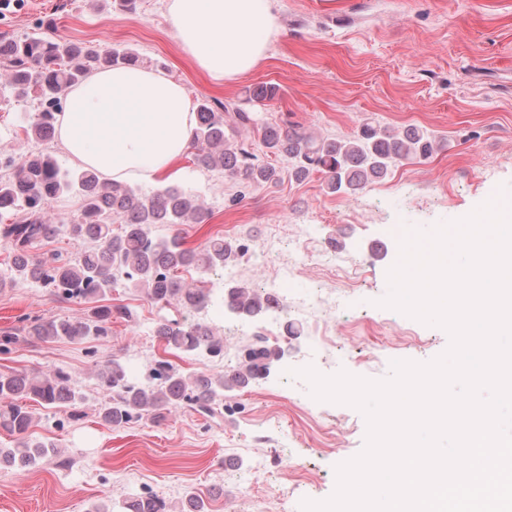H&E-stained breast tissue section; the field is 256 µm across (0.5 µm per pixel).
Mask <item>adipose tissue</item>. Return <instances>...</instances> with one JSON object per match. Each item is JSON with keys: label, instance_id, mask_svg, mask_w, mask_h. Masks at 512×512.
I'll use <instances>...</instances> for the list:
<instances>
[{"label": "adipose tissue", "instance_id": "1", "mask_svg": "<svg viewBox=\"0 0 512 512\" xmlns=\"http://www.w3.org/2000/svg\"><path fill=\"white\" fill-rule=\"evenodd\" d=\"M167 13L182 53L219 86L258 67L278 32L270 0H168ZM195 127L187 88L144 66L98 71L58 116L68 153L115 181L171 174Z\"/></svg>", "mask_w": 512, "mask_h": 512}]
</instances>
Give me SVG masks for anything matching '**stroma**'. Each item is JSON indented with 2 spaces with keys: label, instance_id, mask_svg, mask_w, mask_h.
<instances>
[{
  "label": "stroma",
  "instance_id": "1",
  "mask_svg": "<svg viewBox=\"0 0 512 512\" xmlns=\"http://www.w3.org/2000/svg\"><path fill=\"white\" fill-rule=\"evenodd\" d=\"M271 9L278 35L267 58L219 89L184 58L166 0H137L130 10L120 0H24L20 8L0 10V37L47 30L63 42L129 51L141 65L184 84L195 101L241 102L253 85L276 84L278 99L250 106L268 123H297L337 139L355 136L366 122L395 131L416 125L446 141L431 158L405 161L353 195L326 192L317 172L299 184L289 180L287 158L267 152L255 130L243 140L276 167L278 184L247 187L183 157L176 182L204 200L207 214L200 224L159 227L158 235L176 232L186 246L199 248L217 236L237 238L256 249L278 233L285 262L300 225H311L304 246L314 261L291 288L335 292L341 328L324 350L293 340L259 388L225 392L220 416L186 408L158 425L144 419L113 428L98 416L106 392L95 376L97 363L118 359L138 377L165 356L151 331L155 307L139 291L113 288L107 302L131 306L137 318L113 321L108 338L23 343L0 352V370L60 367L86 398L78 421L67 408L30 403L32 436L54 443L59 453L0 473V512H87L93 503L145 492L175 505L196 494L208 512H300L303 500L333 494L335 467L362 450L367 423L352 406L313 399L297 369L381 380L390 376L392 361L427 362L447 349L441 327L379 304L399 256L391 228L428 231L497 195L512 201V0H271ZM37 111V101L13 97L0 68V156L39 150L53 154L62 168H75L60 139L26 136ZM375 241L387 249L373 259L367 247ZM325 250L340 257L342 270L357 283L354 290L336 291L315 261ZM85 313V304L59 301L44 288H0V330L19 327L26 315L78 320ZM209 316L228 337L224 354L176 358L184 373L224 372L236 352L265 330L220 308ZM399 329L411 332L413 342L376 346L377 338ZM340 428L348 431L349 444L337 452L333 438ZM271 455L279 467L258 470V461Z\"/></svg>",
  "mask_w": 512,
  "mask_h": 512
}]
</instances>
